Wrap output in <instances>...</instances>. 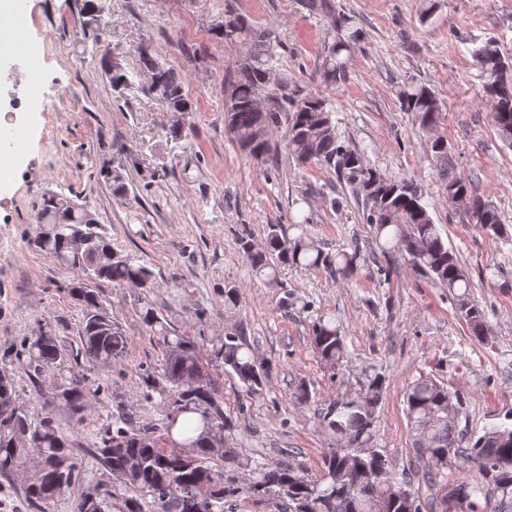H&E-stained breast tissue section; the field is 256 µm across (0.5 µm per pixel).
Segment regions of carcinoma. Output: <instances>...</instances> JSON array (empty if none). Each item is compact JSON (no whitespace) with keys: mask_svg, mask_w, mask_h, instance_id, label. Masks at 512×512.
Returning a JSON list of instances; mask_svg holds the SVG:
<instances>
[{"mask_svg":"<svg viewBox=\"0 0 512 512\" xmlns=\"http://www.w3.org/2000/svg\"><path fill=\"white\" fill-rule=\"evenodd\" d=\"M307 12L318 15L332 32L318 56L316 70L331 87L349 78L348 64L358 36L350 30L348 16L334 0H300ZM220 35L227 44H246L248 53L237 61L235 76L224 85L225 126L239 148L262 163L278 154L271 134L286 125V148L296 162L315 160L349 184L361 203L369 224L384 279L393 272L398 257L420 274L448 289L459 316L476 335L485 334V313L472 293L470 276L443 238L421 193L410 178L390 179L365 164L359 151L345 145L337 134L326 99L296 98L285 90L272 93V105L261 111L255 99L268 92L266 73L274 68L278 34L256 27L231 4H224ZM142 68L150 74L151 91L166 111L184 115L194 102L185 90V79L172 67L140 52ZM474 66L485 77L484 92L492 122L500 138L512 145V56L474 51ZM401 108L415 114L419 128L430 134L440 122V104L434 91L409 84L399 92ZM430 151L448 204L466 222L488 233L502 234L496 207L477 194L456 170L446 141L429 138ZM33 244L58 264L78 272L66 289L82 302L84 318L77 352L63 348L55 334L40 327L22 341L17 360L37 383L49 382V407L82 417L97 392L90 390L73 362L78 356L109 365L124 357L127 337L122 328L100 312L97 287L107 283L141 290L139 317L162 347L156 367L143 369L147 395L157 394L165 407L159 428L141 426L119 415L100 435L95 447L86 449L115 482L103 494L81 495L73 512H110L118 501L120 512H224V502L245 493L255 501L279 500L285 512H443L441 504L453 487L468 504V512H503L512 505V425L491 424L479 435L458 430L461 398L429 376H421L405 389L406 418L413 448L424 449L429 466L423 477L429 494L422 499L408 472L395 474L387 454L376 442L375 418L386 391L385 378L365 376L354 396L329 403L318 415L319 425L336 447L321 453L318 475L312 477L286 461L258 463L254 478L245 487L233 482L232 473L244 465L238 449L212 446L210 434L236 430L231 413L224 410L215 374L238 379L249 397L261 396L271 366L259 361L239 332L207 338L170 326L149 299L156 287L153 270L112 250L97 232L92 215L83 205L57 193L45 195L35 215ZM85 239L79 246L76 239ZM242 251L254 274L270 286L279 284L281 268L323 269L344 279L355 277L365 263L358 247L327 250L319 241L301 233L290 238L278 224L267 225L264 248L255 250L248 236L240 238ZM311 342L320 361L336 370L348 359L345 336L336 318L320 314L311 326ZM82 460L69 439L55 426L51 413L38 414L19 402L9 373L0 371V476L17 474L22 492L34 512H43L78 484ZM455 470L459 476L448 477Z\"/></svg>","mask_w":512,"mask_h":512,"instance_id":"carcinoma-1","label":"carcinoma"}]
</instances>
